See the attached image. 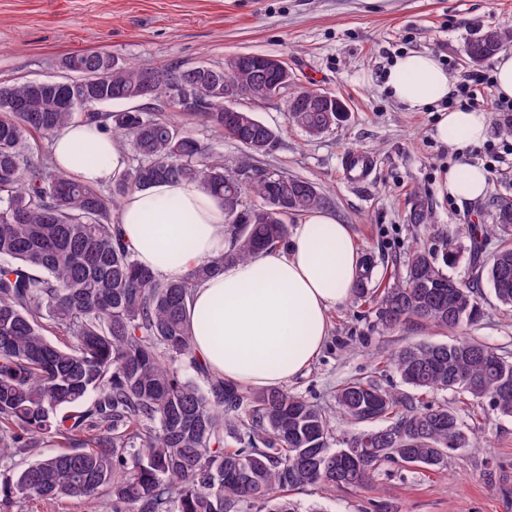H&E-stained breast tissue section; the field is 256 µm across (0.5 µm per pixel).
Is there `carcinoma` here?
I'll return each mask as SVG.
<instances>
[{
	"instance_id": "carcinoma-1",
	"label": "carcinoma",
	"mask_w": 512,
	"mask_h": 512,
	"mask_svg": "<svg viewBox=\"0 0 512 512\" xmlns=\"http://www.w3.org/2000/svg\"><path fill=\"white\" fill-rule=\"evenodd\" d=\"M511 44L512 28L481 29L465 54L477 67ZM62 66L97 95L61 108L35 82L0 84V465L37 456L0 485L5 512L62 498L100 504L102 512H298L292 495L300 491L365 487L383 465L412 458L442 468L450 453L470 446L455 412L427 399L431 393L486 399L512 417V361L466 336L393 351L387 366L407 390L374 376L350 379L329 406L279 387L252 391L210 372L193 349V289L227 264L285 245L284 215L326 209L333 199L304 178L250 164L273 147L276 132L252 111H224L222 95L200 103L195 116L247 151L231 164L140 109L97 111L159 98L181 107L173 88L190 76L188 68L119 63L99 51L67 56ZM210 71L230 87H277L239 56L229 69ZM13 99L27 110L10 111ZM287 111L289 122L319 137L343 121L346 105L332 93L300 89L289 94ZM73 122L131 137L136 164L112 190L84 184L36 153V138ZM162 182L205 190L227 217L230 247L181 281L140 265L111 219L127 195ZM511 226L509 201L497 204L493 223L470 225L471 283L445 271L458 250L444 247L439 262L416 245L404 277L385 287L373 282L375 261L367 256L355 297L372 302L384 332L411 323L454 331L477 322L474 283L484 277L511 308L512 244L484 257L491 238ZM337 416L372 428L334 448ZM48 436L62 449L41 453Z\"/></svg>"
}]
</instances>
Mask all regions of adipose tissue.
<instances>
[{
    "instance_id": "adipose-tissue-1",
    "label": "adipose tissue",
    "mask_w": 512,
    "mask_h": 512,
    "mask_svg": "<svg viewBox=\"0 0 512 512\" xmlns=\"http://www.w3.org/2000/svg\"><path fill=\"white\" fill-rule=\"evenodd\" d=\"M384 85L408 111L444 100L452 78L429 54L397 57ZM438 140L465 149L487 136L484 113L439 112ZM107 155L94 165L87 153ZM56 167L88 185L124 178V150L99 128L72 123L56 132ZM487 174L462 164L448 172V194L459 201L483 196ZM123 239L137 261L161 278L178 281L227 246L223 206L209 193L183 183H162L129 194L119 211ZM363 270L349 225L328 212L303 213L284 247L225 266L202 281L187 304L193 346L209 369L254 389L292 381L322 352L329 312L348 302Z\"/></svg>"
}]
</instances>
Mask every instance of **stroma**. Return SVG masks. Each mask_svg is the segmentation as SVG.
I'll use <instances>...</instances> for the list:
<instances>
[{"label":"stroma","mask_w":512,"mask_h":512,"mask_svg":"<svg viewBox=\"0 0 512 512\" xmlns=\"http://www.w3.org/2000/svg\"><path fill=\"white\" fill-rule=\"evenodd\" d=\"M504 25H512V0H0V84L62 79V58L90 50L159 68L224 67L242 53L276 56L288 65L291 90L339 96L348 119L312 138L289 124L285 98L242 100L241 108L278 135L258 166L302 177L330 195L332 214L350 225L362 254L375 255L377 280L402 277L416 243L438 257L447 244L461 250L448 273L468 282L474 272L463 252L470 225L491 223L494 202L512 200V161H498L512 150V137L501 133L511 119L494 109L496 94L488 92L486 140L457 150L436 139V112L404 109L388 94L384 75L395 57L429 52L463 79L473 71L464 53L471 34ZM136 106L214 145L226 160L243 153L165 100ZM355 153L372 161L361 182L345 174ZM466 162L488 169V186L481 198L461 203L448 195V171ZM418 200L433 212L432 223H408ZM478 293L483 315L467 334L512 358V311L499 307L488 281ZM452 338L417 324L380 332L371 305L353 299L331 310L326 346L287 389L329 404L339 384L378 368L382 384L397 387L400 378L386 367L392 351ZM436 399L448 403L464 429L477 432V446L451 453L438 471L389 464L363 488L329 496L306 491L296 497L300 512H512V417L452 391Z\"/></svg>","instance_id":"obj_1"}]
</instances>
